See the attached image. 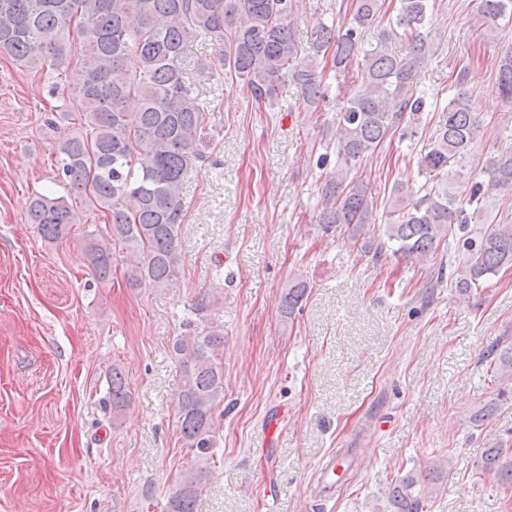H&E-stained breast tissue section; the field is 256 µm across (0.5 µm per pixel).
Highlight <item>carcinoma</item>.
Instances as JSON below:
<instances>
[{
  "instance_id": "carcinoma-1",
  "label": "carcinoma",
  "mask_w": 512,
  "mask_h": 512,
  "mask_svg": "<svg viewBox=\"0 0 512 512\" xmlns=\"http://www.w3.org/2000/svg\"><path fill=\"white\" fill-rule=\"evenodd\" d=\"M384 26L383 0H352L350 16L331 23L316 19L312 51L293 33L294 0H0V54L39 72L71 71L83 131L60 142L59 164L66 185L107 216V235L87 234L88 266L100 282L112 278L116 249L127 251L124 277L131 288H165L178 274L177 224L185 177L205 159L209 109L190 94L180 69L190 44L209 39L222 47L225 76L246 85L252 97L274 105L282 82L291 80L309 108L318 111L327 86L316 54L332 50L336 72L344 74L348 97L336 111V156L325 172L317 223L329 234L346 228L364 239L366 253L391 251L420 262L439 253L426 296L450 286L468 294L504 268L512 267V225H481L490 194L512 187V146L488 157L478 173L464 176L462 162L478 143L482 123L471 99L459 92L444 107L417 88L419 66L437 51L432 36L433 0H397ZM485 33L512 19V0H480ZM77 25L80 63L71 67ZM502 98L512 102V46L496 59ZM434 106L431 136L417 158L424 184L414 190L394 183L389 224L383 236H369L376 223L367 182L352 176L387 144L412 141L428 106ZM29 223L47 241L69 236L82 215L66 197L38 194ZM308 284L288 280L280 316L300 311ZM224 292L214 288L188 308L186 334L172 350L182 369L176 394L178 426L190 448L214 445L215 413L224 401V330L210 321ZM495 363L500 377H512V345ZM106 403L112 425L131 404L122 371L112 368ZM505 490H512V441L486 450L479 464ZM445 466L408 472L389 485L393 512H424L421 483H436ZM206 472L188 470L169 496L166 512H197Z\"/></svg>"
}]
</instances>
